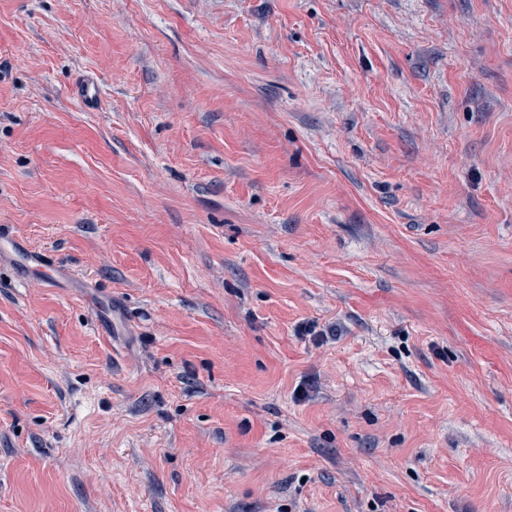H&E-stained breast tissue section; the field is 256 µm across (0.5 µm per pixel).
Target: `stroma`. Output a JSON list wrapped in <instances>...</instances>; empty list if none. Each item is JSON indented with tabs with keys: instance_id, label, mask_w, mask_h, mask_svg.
Returning a JSON list of instances; mask_svg holds the SVG:
<instances>
[{
	"instance_id": "obj_1",
	"label": "stroma",
	"mask_w": 512,
	"mask_h": 512,
	"mask_svg": "<svg viewBox=\"0 0 512 512\" xmlns=\"http://www.w3.org/2000/svg\"><path fill=\"white\" fill-rule=\"evenodd\" d=\"M0 228V512H512V0H0ZM75 94L86 108L91 110L99 109V86L95 79L89 77L80 79L76 84ZM9 259L22 270L23 279H37L48 286L56 285L64 280L73 279V273L65 263L53 255L32 250L20 239L0 233V262ZM45 271L44 276L36 273Z\"/></svg>"
}]
</instances>
